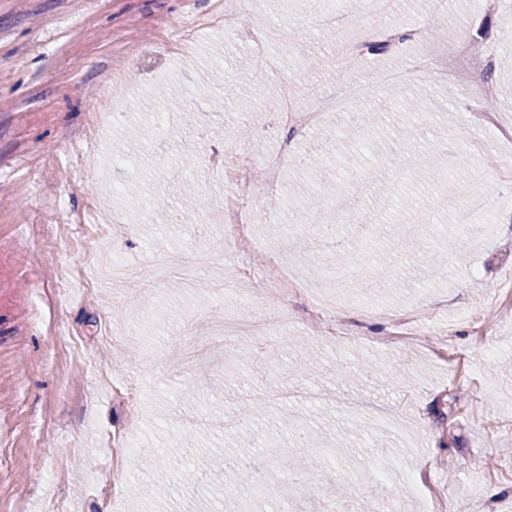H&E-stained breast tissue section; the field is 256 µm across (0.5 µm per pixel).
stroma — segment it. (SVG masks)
<instances>
[{"instance_id": "1", "label": "stroma", "mask_w": 512, "mask_h": 512, "mask_svg": "<svg viewBox=\"0 0 512 512\" xmlns=\"http://www.w3.org/2000/svg\"><path fill=\"white\" fill-rule=\"evenodd\" d=\"M365 6L0 0V512H218L228 497L245 512H324L331 499L368 512L386 479L406 512H431L422 481L447 491L450 512H512V316L495 303L512 277V142L473 123L440 75L466 38L512 57V0H448L443 14L394 0L378 25L420 43L338 70ZM221 8L268 32L266 56L207 25ZM337 9L355 22L334 32L321 17ZM420 47L440 64L384 82ZM118 74L127 109L87 142L88 115L109 112L103 87ZM349 77L376 86L360 104L380 113L370 131L348 109L291 135L265 109L283 82L306 110L341 97ZM418 102L426 111L409 122ZM287 138L294 154L267 213L307 214L327 194L334 212L354 202L377 221L295 232L247 206L254 245L238 251L222 225L198 221L245 195L211 179L204 157L218 150L258 172ZM466 141L476 149L462 161ZM345 150L357 164L340 178ZM305 154L320 165L298 170ZM94 195L122 223L89 251L67 218ZM477 195L483 208L459 239L453 207ZM273 251L302 287L287 319L250 349L214 335L225 316L264 311L250 284L224 283L243 261L262 274ZM171 253L199 264L196 287L151 278ZM384 281L394 287L382 294ZM357 305L415 315L426 333L390 342L384 320H353ZM317 308L330 329L315 336ZM476 322L491 331L473 334ZM377 405L393 420L366 430Z\"/></svg>"}]
</instances>
